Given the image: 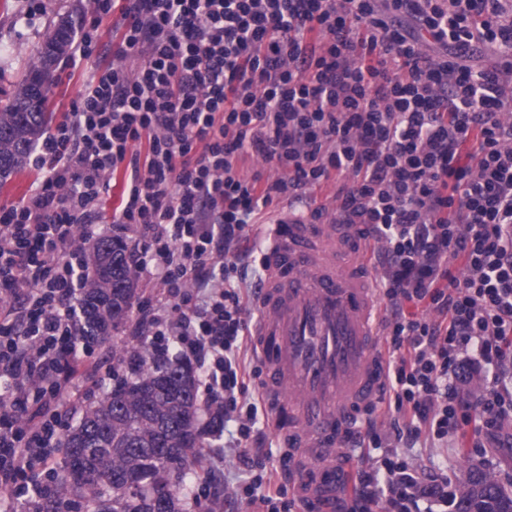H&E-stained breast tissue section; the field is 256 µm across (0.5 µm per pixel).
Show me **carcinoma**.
<instances>
[{
	"label": "carcinoma",
	"instance_id": "1",
	"mask_svg": "<svg viewBox=\"0 0 512 512\" xmlns=\"http://www.w3.org/2000/svg\"><path fill=\"white\" fill-rule=\"evenodd\" d=\"M70 18L48 30L15 92L0 102V178L21 169L34 144L50 130L46 103L56 84L54 63L71 48ZM129 247L120 236H103L89 246L88 288L80 300L83 335L112 339V356L139 359L131 376L89 406L62 438V465L53 471V493L33 512H180V497L192 488L203 447L198 427L197 386L188 362L159 361L142 343L117 338L137 299L128 266ZM452 512H512V490L480 464H468Z\"/></svg>",
	"mask_w": 512,
	"mask_h": 512
}]
</instances>
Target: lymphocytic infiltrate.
<instances>
[{
	"label": "lymphocytic infiltrate",
	"mask_w": 512,
	"mask_h": 512,
	"mask_svg": "<svg viewBox=\"0 0 512 512\" xmlns=\"http://www.w3.org/2000/svg\"><path fill=\"white\" fill-rule=\"evenodd\" d=\"M116 48L34 158L42 181L0 207V512L39 496L33 470L87 378V249L136 239L152 289L130 336L176 349L204 412L237 422L249 505L280 512L240 286L247 228L276 201L358 225L382 270L394 445L343 482L349 512H422L448 480L403 456L420 437L484 448L512 420V19L504 0H127ZM439 46L440 55L427 52ZM495 48L499 61L472 59ZM259 156L270 176L245 175ZM125 189L111 217L99 205ZM336 183L335 208L309 192Z\"/></svg>",
	"instance_id": "lymphocytic-infiltrate-1"
}]
</instances>
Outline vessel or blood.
I'll use <instances>...</instances> for the list:
<instances>
[{"label": "vessel or blood", "instance_id": "vessel-or-blood-1", "mask_svg": "<svg viewBox=\"0 0 512 512\" xmlns=\"http://www.w3.org/2000/svg\"><path fill=\"white\" fill-rule=\"evenodd\" d=\"M267 236L252 334L274 426L306 465L303 512H346L336 460L385 394L378 295L353 227L284 215Z\"/></svg>", "mask_w": 512, "mask_h": 512}]
</instances>
